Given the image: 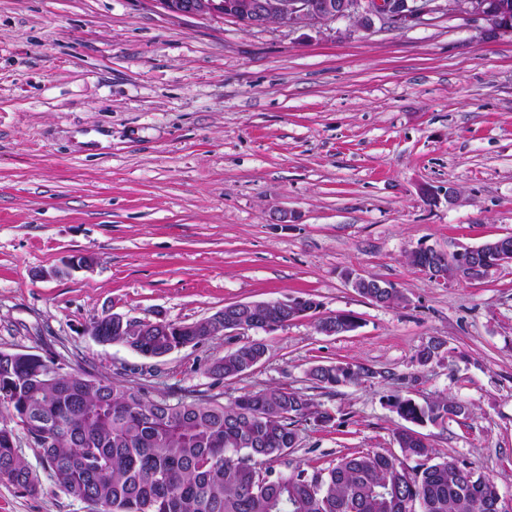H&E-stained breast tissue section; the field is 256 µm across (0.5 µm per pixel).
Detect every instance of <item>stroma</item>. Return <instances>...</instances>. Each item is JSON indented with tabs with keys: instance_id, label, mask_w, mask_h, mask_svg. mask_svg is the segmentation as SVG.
Masks as SVG:
<instances>
[{
	"instance_id": "obj_1",
	"label": "stroma",
	"mask_w": 512,
	"mask_h": 512,
	"mask_svg": "<svg viewBox=\"0 0 512 512\" xmlns=\"http://www.w3.org/2000/svg\"><path fill=\"white\" fill-rule=\"evenodd\" d=\"M455 200H448L447 188ZM438 191L434 202L423 192ZM512 234V38L435 16L413 28H243L155 0H0V349L231 404L288 388L333 420L297 422L289 466L398 453L389 399L443 396L467 415L421 432L434 457L493 476L512 512V264L431 281L412 251ZM75 256L86 267L56 275ZM393 284L361 296L346 273ZM313 299L306 317L146 358L101 344L93 317L190 323L250 301ZM358 327L319 331L329 315ZM443 347L419 365L430 337ZM252 340L233 380L209 367ZM371 378L322 388L324 364ZM36 494L0 482V512H89L17 431ZM362 279H370L371 277H363L357 276ZM376 282L383 283L387 285L385 282L372 278L368 281V283L364 281L356 282L352 288H354L360 295L368 298L372 302L381 305H390L394 304L402 299V295L397 288H393L391 284H389L390 288H375ZM266 347L261 342L251 341L224 353L209 367L210 372L225 380H232L251 370L261 362Z\"/></svg>"
}]
</instances>
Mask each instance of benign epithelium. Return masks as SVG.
Masks as SVG:
<instances>
[{"label":"benign epithelium","instance_id":"benign-epithelium-1","mask_svg":"<svg viewBox=\"0 0 512 512\" xmlns=\"http://www.w3.org/2000/svg\"><path fill=\"white\" fill-rule=\"evenodd\" d=\"M165 11L186 16L222 15L246 28L276 23L288 28L313 26L330 21H349L370 29L375 21L398 27L421 24L436 14L464 15L483 23L487 38L512 36V12L496 0H154ZM512 262V251L502 252L493 244H464L455 250L458 277L482 271L489 274ZM292 307L301 318L317 307L311 299L279 301Z\"/></svg>","mask_w":512,"mask_h":512}]
</instances>
